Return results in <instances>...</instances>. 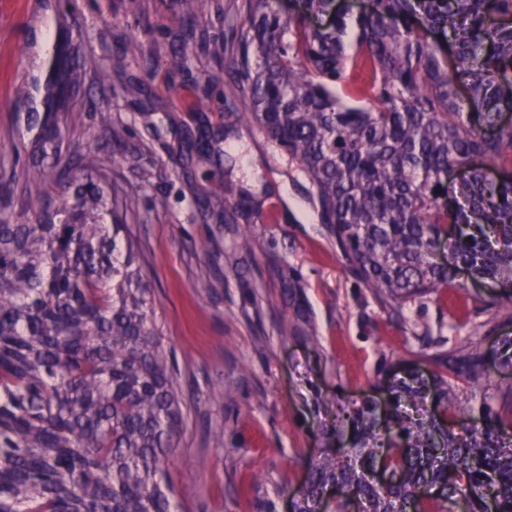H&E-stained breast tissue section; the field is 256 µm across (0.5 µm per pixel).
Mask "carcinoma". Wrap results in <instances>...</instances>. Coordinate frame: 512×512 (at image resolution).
Listing matches in <instances>:
<instances>
[{
    "instance_id": "cac0c4a2",
    "label": "carcinoma",
    "mask_w": 512,
    "mask_h": 512,
    "mask_svg": "<svg viewBox=\"0 0 512 512\" xmlns=\"http://www.w3.org/2000/svg\"><path fill=\"white\" fill-rule=\"evenodd\" d=\"M286 20L249 0L241 73L259 125L315 189L325 223L365 284L393 308L441 288L468 293L443 246L512 304V0H373L348 21ZM48 62L46 100L63 106L72 62ZM76 117L32 112L28 180L58 173L68 192L34 220L0 211V512H171L166 465L184 424L151 290L126 225L108 207L99 146L63 144ZM476 162L460 185L442 176ZM283 331L310 337L301 289ZM375 402L336 419L308 463L291 512H319L326 488H348L330 512H512V419L483 397L457 422L455 388L482 386L478 344L419 353ZM389 474L371 477L376 465Z\"/></svg>"
}]
</instances>
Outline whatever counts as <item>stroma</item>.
I'll return each mask as SVG.
<instances>
[{"mask_svg": "<svg viewBox=\"0 0 512 512\" xmlns=\"http://www.w3.org/2000/svg\"><path fill=\"white\" fill-rule=\"evenodd\" d=\"M247 0H196L194 17L176 0H0V182L14 223L33 219L18 146L40 103L18 96L59 36L89 34L85 81L65 106L83 122L78 145L120 121L127 134L101 144L112 202L138 246L165 348L172 352L185 423L174 440L169 477L173 512H257L288 494L324 447L322 426L376 396L392 372L431 350L480 342L491 358L482 389L458 392L455 413L471 417L482 393L512 414V369L496 355L512 327L501 321L491 283L460 279L395 312L361 280L331 236L311 185L249 119L239 76ZM194 29L183 67L171 58ZM138 42L142 55L123 54ZM112 98L93 108L91 94ZM220 132L232 156L197 163L181 153L186 136ZM224 185V210L201 203ZM249 240L250 250L240 247ZM301 288L318 336L282 334L292 316L284 290ZM335 399L334 413L317 406Z\"/></svg>", "mask_w": 512, "mask_h": 512, "instance_id": "35a3bbf8", "label": "stroma"}]
</instances>
